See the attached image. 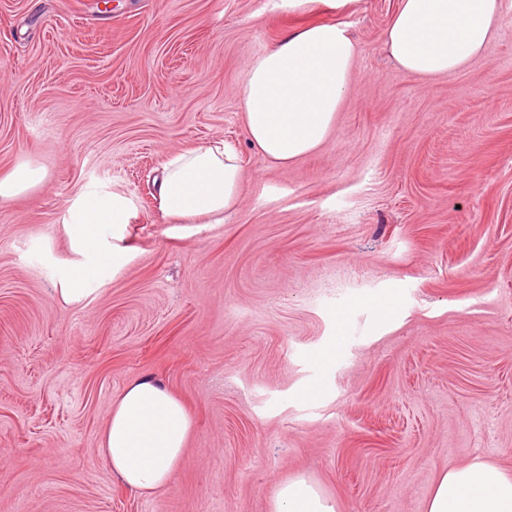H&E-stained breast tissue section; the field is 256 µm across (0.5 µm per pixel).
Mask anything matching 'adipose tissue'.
<instances>
[{"label": "adipose tissue", "instance_id": "adipose-tissue-1", "mask_svg": "<svg viewBox=\"0 0 512 512\" xmlns=\"http://www.w3.org/2000/svg\"><path fill=\"white\" fill-rule=\"evenodd\" d=\"M500 16L501 0H399L383 49L411 77H450L484 57ZM359 55L347 25L327 22L292 30L252 59L237 96L249 141L265 160L285 167L326 143ZM241 175L229 143L175 153L157 188L159 211L177 224L223 223L238 205ZM68 213L77 258L60 276V293L77 300L130 263L126 228L135 211L130 198L112 192L84 197ZM191 430L184 405L159 381L143 377L116 400L101 452L126 489L149 495L169 485ZM274 504L275 512H335L302 477L279 484ZM426 512H512V475L482 460L447 470Z\"/></svg>", "mask_w": 512, "mask_h": 512}]
</instances>
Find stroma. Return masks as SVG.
Instances as JSON below:
<instances>
[{
    "instance_id": "obj_1",
    "label": "stroma",
    "mask_w": 512,
    "mask_h": 512,
    "mask_svg": "<svg viewBox=\"0 0 512 512\" xmlns=\"http://www.w3.org/2000/svg\"><path fill=\"white\" fill-rule=\"evenodd\" d=\"M486 57L420 80L382 48L398 0H0V512H274L296 477L336 512H425L444 470L512 473V0ZM342 22L361 53L329 141L282 168L235 90L293 29ZM234 144L237 208L186 234L151 185ZM124 193L131 262L65 301L72 201ZM397 300L393 312L380 297ZM149 376L194 426L138 496L100 452ZM47 173L29 163L17 165L7 176L0 179V199H12L41 185Z\"/></svg>"
}]
</instances>
